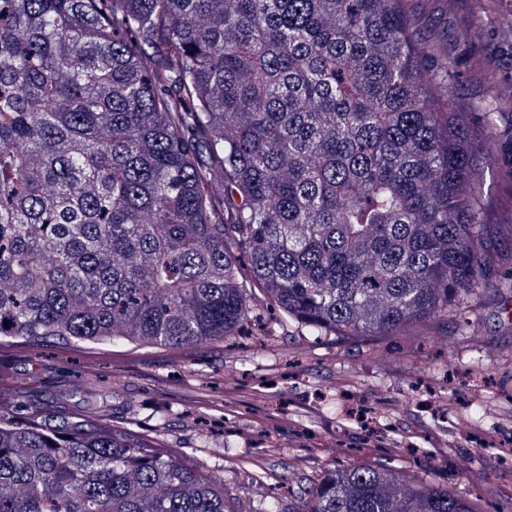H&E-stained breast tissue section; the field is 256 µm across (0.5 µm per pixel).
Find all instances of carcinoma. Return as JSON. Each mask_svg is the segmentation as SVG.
<instances>
[{"label": "carcinoma", "mask_w": 512, "mask_h": 512, "mask_svg": "<svg viewBox=\"0 0 512 512\" xmlns=\"http://www.w3.org/2000/svg\"><path fill=\"white\" fill-rule=\"evenodd\" d=\"M409 0H0V346H181L269 301L312 333L441 319L494 270L497 106ZM0 512H230L151 440L0 401ZM293 512H478L353 465ZM473 189L485 196L490 212L493 214L501 201L506 198V189L501 183L495 166L486 164L479 178L473 183Z\"/></svg>", "instance_id": "obj_1"}]
</instances>
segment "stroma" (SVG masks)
Here are the masks:
<instances>
[{
    "instance_id": "1",
    "label": "stroma",
    "mask_w": 512,
    "mask_h": 512,
    "mask_svg": "<svg viewBox=\"0 0 512 512\" xmlns=\"http://www.w3.org/2000/svg\"><path fill=\"white\" fill-rule=\"evenodd\" d=\"M438 47L471 40L466 94L512 75V26L483 0H413ZM261 336L205 344L0 348V390L40 397L176 451L224 483L233 512H292L310 483L353 464L512 512V291L487 280L444 321L390 336L312 338L267 310ZM102 395L87 408L82 384Z\"/></svg>"
}]
</instances>
